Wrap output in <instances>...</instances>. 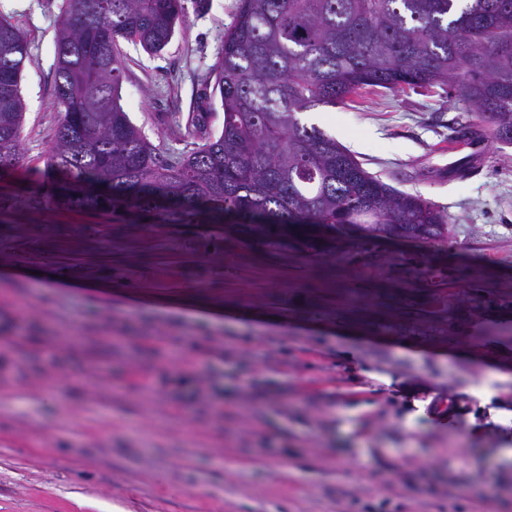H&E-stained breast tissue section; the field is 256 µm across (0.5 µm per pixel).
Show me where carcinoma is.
<instances>
[{"label": "carcinoma", "mask_w": 512, "mask_h": 512, "mask_svg": "<svg viewBox=\"0 0 512 512\" xmlns=\"http://www.w3.org/2000/svg\"><path fill=\"white\" fill-rule=\"evenodd\" d=\"M187 0H63L56 35L54 104L63 118L47 158L52 190L36 204L133 209L165 224L230 218L280 249L320 224L345 237L423 245L448 239L431 202L368 172L299 115L367 87H448L503 144L512 138V0H237L212 66L224 126L193 124L201 143L171 157L150 143L121 104L122 41L161 52ZM28 44L0 17V169L22 144L20 80Z\"/></svg>", "instance_id": "obj_1"}]
</instances>
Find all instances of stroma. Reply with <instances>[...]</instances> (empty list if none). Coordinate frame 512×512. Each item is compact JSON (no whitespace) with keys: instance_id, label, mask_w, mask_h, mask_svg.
Returning <instances> with one entry per match:
<instances>
[{"instance_id":"1","label":"stroma","mask_w":512,"mask_h":512,"mask_svg":"<svg viewBox=\"0 0 512 512\" xmlns=\"http://www.w3.org/2000/svg\"><path fill=\"white\" fill-rule=\"evenodd\" d=\"M62 3L0 0L28 41L0 174V512H512V145L444 86L302 113L448 216L435 247L25 206L49 189ZM234 7L191 2L158 55L119 45L124 109L171 155Z\"/></svg>"}]
</instances>
